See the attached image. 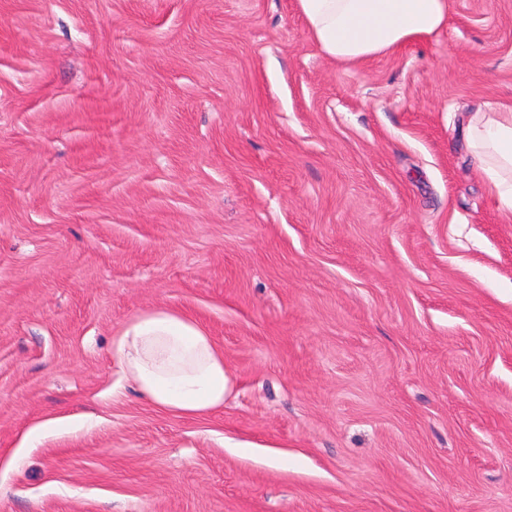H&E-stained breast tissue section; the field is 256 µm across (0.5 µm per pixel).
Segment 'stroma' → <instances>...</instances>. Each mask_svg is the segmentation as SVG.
I'll return each instance as SVG.
<instances>
[{
	"label": "stroma",
	"mask_w": 512,
	"mask_h": 512,
	"mask_svg": "<svg viewBox=\"0 0 512 512\" xmlns=\"http://www.w3.org/2000/svg\"><path fill=\"white\" fill-rule=\"evenodd\" d=\"M501 104L512 0L351 67L295 0H0V512H512ZM156 308L223 410L124 378ZM467 139L490 195L512 215V106L477 112L469 122ZM112 351L141 398L175 416L200 417L221 409L233 389L224 351L177 310L133 316L113 339Z\"/></svg>",
	"instance_id": "obj_1"
}]
</instances>
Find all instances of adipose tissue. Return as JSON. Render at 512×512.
Instances as JSON below:
<instances>
[{"label":"adipose tissue","mask_w":512,"mask_h":512,"mask_svg":"<svg viewBox=\"0 0 512 512\" xmlns=\"http://www.w3.org/2000/svg\"><path fill=\"white\" fill-rule=\"evenodd\" d=\"M296 6L324 55L352 66L440 32L449 0H296ZM467 139L490 195L512 215V106L476 113ZM112 351L141 398L175 416L221 409L233 389L222 349L177 310L133 316L115 336Z\"/></svg>","instance_id":"ef3b65f1"}]
</instances>
